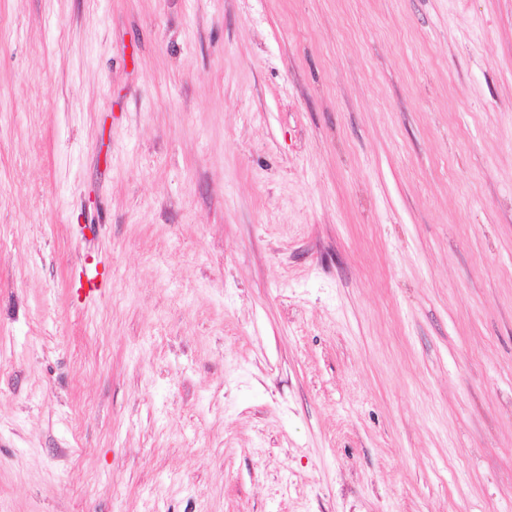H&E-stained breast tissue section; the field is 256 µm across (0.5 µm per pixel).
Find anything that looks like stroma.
Instances as JSON below:
<instances>
[{"label":"stroma","mask_w":512,"mask_h":512,"mask_svg":"<svg viewBox=\"0 0 512 512\" xmlns=\"http://www.w3.org/2000/svg\"><path fill=\"white\" fill-rule=\"evenodd\" d=\"M0 512H512V0H0Z\"/></svg>","instance_id":"stroma-1"}]
</instances>
